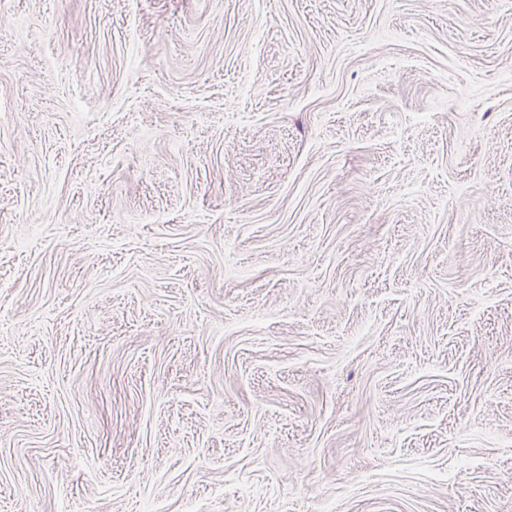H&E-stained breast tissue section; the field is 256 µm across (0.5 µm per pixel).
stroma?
<instances>
[{
  "label": "stroma",
  "instance_id": "35a3bbf8",
  "mask_svg": "<svg viewBox=\"0 0 512 512\" xmlns=\"http://www.w3.org/2000/svg\"><path fill=\"white\" fill-rule=\"evenodd\" d=\"M0 512H512V0H0Z\"/></svg>",
  "mask_w": 512,
  "mask_h": 512
}]
</instances>
